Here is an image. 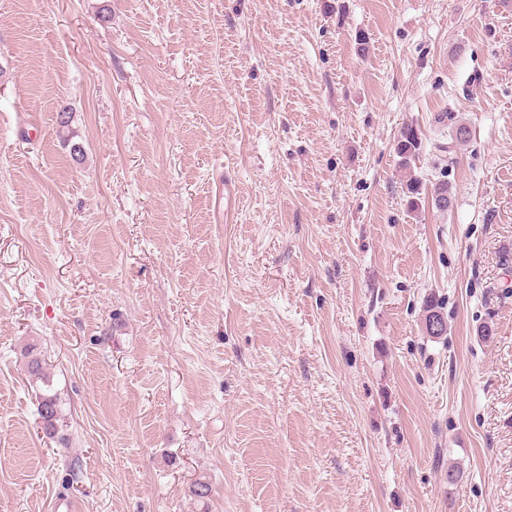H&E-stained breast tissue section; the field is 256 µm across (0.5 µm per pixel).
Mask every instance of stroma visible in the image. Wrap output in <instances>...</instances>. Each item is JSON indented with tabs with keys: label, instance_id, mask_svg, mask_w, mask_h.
<instances>
[{
	"label": "stroma",
	"instance_id": "obj_1",
	"mask_svg": "<svg viewBox=\"0 0 512 512\" xmlns=\"http://www.w3.org/2000/svg\"><path fill=\"white\" fill-rule=\"evenodd\" d=\"M58 497L512 512V0H0V512ZM439 120L443 126L448 127V146L445 144L438 145L439 151L445 152L448 149V153H450L454 145L468 141L470 130L465 124L461 123L456 113L445 112ZM423 148V141L419 130L412 125L403 127L396 144L397 156L400 157V164L408 168L415 158L419 156ZM442 309H443V307H441L440 304L436 300H434L432 298H428L426 300L425 309H424L423 327H424L425 334L427 336H429L430 338H441L443 336H447V334H448V323L444 316V313L441 311ZM434 314L440 315L439 316V319H440L439 330H438V332H436V330L438 329V320L436 317H434L428 323V328L430 331H433V332L435 331L436 333H430L426 329V322H427L428 317L430 315H434ZM37 409L45 434L49 436L56 434L58 426L63 420L57 395L48 392L40 393Z\"/></svg>",
	"mask_w": 512,
	"mask_h": 512
}]
</instances>
